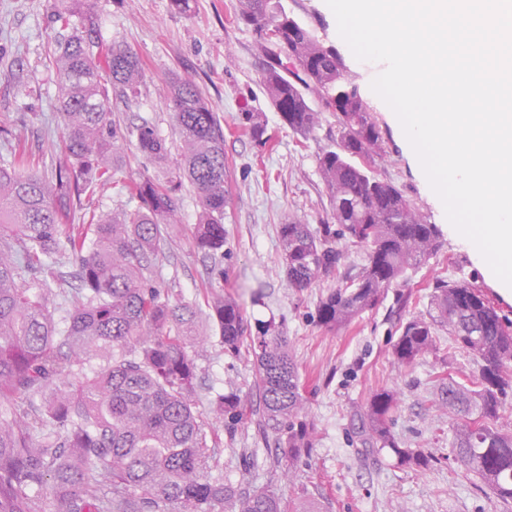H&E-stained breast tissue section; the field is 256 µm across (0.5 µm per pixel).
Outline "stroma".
<instances>
[{
	"label": "stroma",
	"mask_w": 512,
	"mask_h": 512,
	"mask_svg": "<svg viewBox=\"0 0 512 512\" xmlns=\"http://www.w3.org/2000/svg\"><path fill=\"white\" fill-rule=\"evenodd\" d=\"M51 2L0 0V128L20 139L45 173L62 140L57 77L48 63ZM234 3L193 0L192 12L186 16L175 12L170 0H96L99 40L124 44L145 68L136 99L111 98L112 118L122 129L151 125L170 150L167 165L153 168L144 164L135 139H127L118 181L98 189L96 208L109 211L127 204L121 182L143 176L177 179L181 140L167 99L175 79L192 81L224 128L232 198L224 216V288L238 295L249 323H284L305 409L316 425L314 448L290 475L280 476L279 494L318 502L325 512H512V502L490 498L478 479L462 472L453 459V432L447 411L438 406L436 373L447 356L467 372H475L477 366L464 352L449 355L447 331L438 333L437 352L400 366L392 358L391 346L403 319L390 312L392 296H385L349 328L329 332L319 325L316 311L335 280L301 291L289 287L278 229L288 214L303 216L315 227L326 222L329 205L317 154L335 122L325 117L306 139L282 122L261 87L253 29L229 22ZM285 3L295 18L336 46L364 99L385 126L388 153L379 174L399 185L441 231V249L409 275L417 298L410 315L425 312L434 279L452 278L479 286L498 311L512 320V302L498 294L477 260L451 235L442 207L406 149L390 108L372 91L381 63L360 61L351 54L325 0ZM245 112L260 113L271 145H260L241 131ZM179 205V223L151 260L146 275L165 289L171 303L201 308L210 262L191 240L199 211L191 185L183 186ZM195 363V412L208 437L222 450L225 484L246 492L266 487L276 459L272 435L262 432L255 415L228 428L212 407L216 394L251 393L252 358L225 354L212 341L198 349ZM386 387L399 392L395 433L406 447L424 449L436 459L423 471L398 466L386 450L365 452L354 441L355 409Z\"/></svg>",
	"instance_id": "35a3bbf8"
}]
</instances>
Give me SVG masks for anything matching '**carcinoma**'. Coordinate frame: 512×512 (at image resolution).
Listing matches in <instances>:
<instances>
[{"instance_id":"carcinoma-1","label":"carcinoma","mask_w":512,"mask_h":512,"mask_svg":"<svg viewBox=\"0 0 512 512\" xmlns=\"http://www.w3.org/2000/svg\"><path fill=\"white\" fill-rule=\"evenodd\" d=\"M232 22L251 27L262 58L264 90L284 124L303 138L331 112L336 137L317 161L332 223L316 228L298 216L279 225L291 288L328 278L336 287L317 306L318 323L342 329L393 291L392 311L413 304L407 273L439 250L440 230L395 182L380 177L387 132L365 102L336 46L297 21L282 0H237ZM49 60L57 71L62 149L51 176L34 169L25 145L0 154V512H321L285 502L274 487L240 493L224 484V464L194 411L197 378L192 348L205 342L199 310L173 305L145 276L168 226L178 223V185L143 177L124 184L128 206L89 212L77 233L72 214L87 209L96 189L118 172L126 137L146 163L168 162V147L143 123L119 133L107 86L137 96L141 59L96 36L95 0H59ZM169 108L182 142L179 172L195 189L199 211L194 247L211 260L208 312L224 352L247 353L255 367L253 394H220L217 413L232 430L262 412L281 458L293 466L312 447L297 365L281 325L250 331L243 307L224 293V214L228 197L224 128L189 81H175ZM242 125L266 145L259 114ZM366 248L358 270L341 269L350 246ZM66 252L81 288H61L51 265ZM31 278L34 285L26 284ZM69 306L61 328L51 305ZM448 330L455 348L477 364L460 382L438 376L441 401L453 415L454 460L500 502L512 500V429L498 424L512 394V321L480 287L438 280L428 310L401 326L392 357L413 364ZM103 364L92 375L84 361ZM397 393L381 389L356 414L357 443L389 450L406 468L428 465L420 448H404L393 430Z\"/></svg>"}]
</instances>
